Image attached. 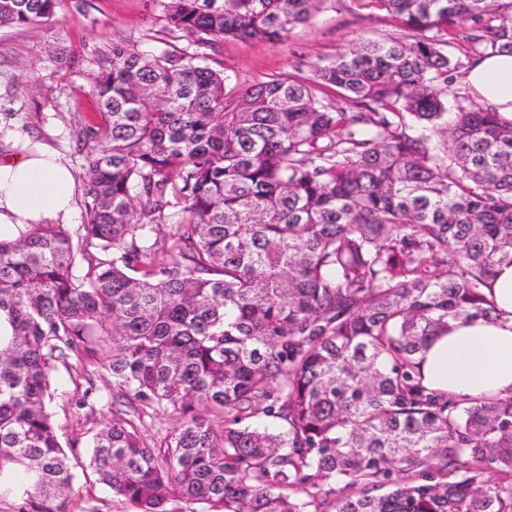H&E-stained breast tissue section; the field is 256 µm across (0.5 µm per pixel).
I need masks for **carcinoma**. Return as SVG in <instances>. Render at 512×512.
<instances>
[{
    "label": "carcinoma",
    "instance_id": "carcinoma-1",
    "mask_svg": "<svg viewBox=\"0 0 512 512\" xmlns=\"http://www.w3.org/2000/svg\"><path fill=\"white\" fill-rule=\"evenodd\" d=\"M58 2L0 0V25ZM325 2L158 0L193 47L114 41L78 70L98 105L71 113L80 243L65 224L0 241L4 512H73L47 405L87 358L131 412L83 471L134 512H512V398L437 393L418 359L494 314L512 263V121L452 89L447 51L512 54V0H356L403 33L226 91L207 49L282 43ZM145 408L177 418L153 444Z\"/></svg>",
    "mask_w": 512,
    "mask_h": 512
}]
</instances>
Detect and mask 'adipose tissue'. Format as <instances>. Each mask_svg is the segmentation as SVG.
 <instances>
[{
  "mask_svg": "<svg viewBox=\"0 0 512 512\" xmlns=\"http://www.w3.org/2000/svg\"><path fill=\"white\" fill-rule=\"evenodd\" d=\"M463 83L473 96L512 120V55L474 59ZM77 186L67 161L40 148L0 157V240L30 224H63L76 213ZM492 319L452 320L421 353L426 385L458 398L512 397V264L495 267L487 290Z\"/></svg>",
  "mask_w": 512,
  "mask_h": 512,
  "instance_id": "ef3b65f1",
  "label": "adipose tissue"
}]
</instances>
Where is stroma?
Masks as SVG:
<instances>
[{"instance_id":"obj_1","label":"stroma","mask_w":512,"mask_h":512,"mask_svg":"<svg viewBox=\"0 0 512 512\" xmlns=\"http://www.w3.org/2000/svg\"><path fill=\"white\" fill-rule=\"evenodd\" d=\"M397 21L385 14L358 7L355 0H326L310 24L296 27L282 44L227 38L209 55L214 67L223 69L236 93L274 75L310 76L314 66L360 38L400 34ZM124 39L144 53L183 49L192 39L169 31L153 0H60L51 24L0 27V119L18 124L31 136L60 152L72 168H79L71 141L69 105L78 103L83 112L95 110L93 98L82 90L83 80L74 77L73 100L52 90L56 85V52L64 48L87 56L97 47ZM90 374L94 387L84 394L76 382ZM49 404L59 427L63 448L85 458L88 442L102 420L112 416V377L96 360L72 368H59ZM74 512H124L102 484L85 478L75 469Z\"/></svg>"}]
</instances>
